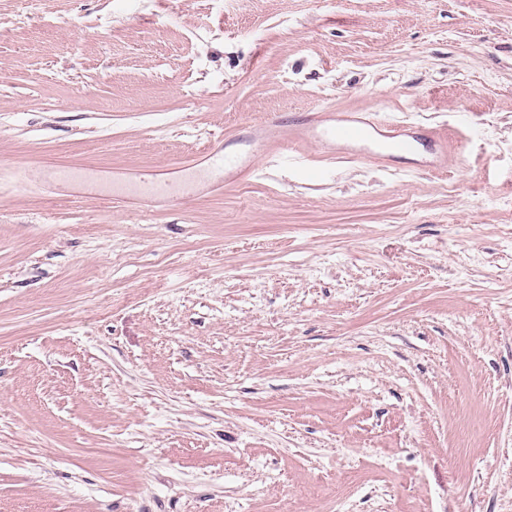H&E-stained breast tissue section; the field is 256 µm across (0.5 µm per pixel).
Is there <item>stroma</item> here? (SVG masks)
<instances>
[{
	"mask_svg": "<svg viewBox=\"0 0 512 512\" xmlns=\"http://www.w3.org/2000/svg\"><path fill=\"white\" fill-rule=\"evenodd\" d=\"M336 110L464 155L105 199ZM0 512H512V0H0Z\"/></svg>",
	"mask_w": 512,
	"mask_h": 512,
	"instance_id": "stroma-1",
	"label": "stroma"
}]
</instances>
